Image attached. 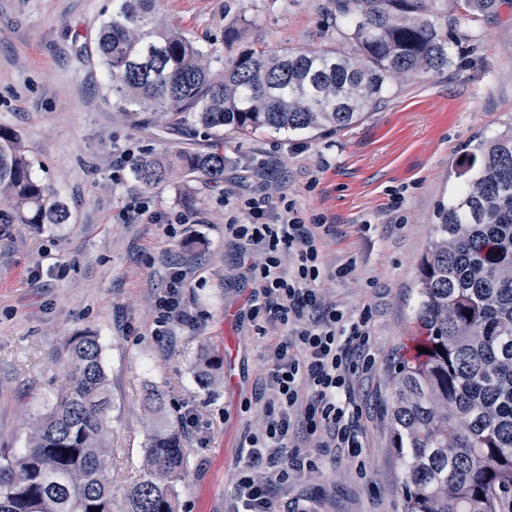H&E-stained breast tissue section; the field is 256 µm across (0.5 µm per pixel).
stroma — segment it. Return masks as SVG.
<instances>
[{
	"instance_id": "1",
	"label": "stroma",
	"mask_w": 512,
	"mask_h": 512,
	"mask_svg": "<svg viewBox=\"0 0 512 512\" xmlns=\"http://www.w3.org/2000/svg\"><path fill=\"white\" fill-rule=\"evenodd\" d=\"M112 0H0V126L17 133L34 176L67 203L66 224H0V446L23 447L28 419L55 401L73 366L70 343L98 336L112 383L114 490L137 470L146 435L145 389L166 394L173 420L195 426L189 468L176 487L178 512H234L248 465L246 433L265 420L268 347L278 332L247 320L252 261L224 235V204L279 186L307 218L324 217L327 304L370 308L371 369L353 378L363 453L318 456L319 468L291 478L278 495L311 512H401L402 462L391 446L393 361L420 334L412 319L419 265L454 170L512 125V6L467 20L437 15L457 42L452 66L394 77L383 102L352 126L313 134H225L224 180L144 186L140 159L212 149L203 137L164 133L157 112L122 111L94 53ZM176 23L222 61L249 47L281 53L354 45L336 0H161ZM140 213L125 215L131 200ZM163 214L182 224L160 223ZM189 271L196 327L158 332L155 303L171 267ZM220 382L201 386L204 358Z\"/></svg>"
}]
</instances>
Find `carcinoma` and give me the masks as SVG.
<instances>
[{
	"label": "carcinoma",
	"mask_w": 512,
	"mask_h": 512,
	"mask_svg": "<svg viewBox=\"0 0 512 512\" xmlns=\"http://www.w3.org/2000/svg\"><path fill=\"white\" fill-rule=\"evenodd\" d=\"M357 47L215 60L175 26L156 0H113L96 54L127 112L161 111L167 133L217 142L228 128L339 131L382 100L396 74L440 73L451 38L433 16L448 0H339ZM505 0H462L467 15ZM33 159L0 126V224H67L70 212L33 177ZM201 174L224 181V154L176 152L142 160L147 187ZM462 185L437 209L412 309L419 346L395 365L393 447L402 460L403 512H498L512 492V128L466 158ZM442 350H437V347ZM73 369L55 403L29 422L25 445L0 450V512H178L186 472L182 430L158 389L143 398L147 443L138 476L112 491V383L94 335L77 336Z\"/></svg>",
	"instance_id": "1"
}]
</instances>
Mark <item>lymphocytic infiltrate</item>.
Masks as SVG:
<instances>
[{"label":"lymphocytic infiltrate","mask_w":512,"mask_h":512,"mask_svg":"<svg viewBox=\"0 0 512 512\" xmlns=\"http://www.w3.org/2000/svg\"><path fill=\"white\" fill-rule=\"evenodd\" d=\"M330 232L324 218L305 222L294 203L275 206L265 196L241 200L224 218L225 236L259 254L248 268L249 321L258 331L273 325L283 334L269 352L265 425L247 437L250 468L241 472L237 487L242 512H277L273 483L316 469V457L294 449L295 430L305 431L321 450L337 448L352 460L362 453L350 398L353 375L373 362L371 311L350 313L325 304L321 247ZM287 258L292 266L286 271ZM185 284L184 271L174 268L156 304L160 331L194 323ZM256 467L268 469L272 482L256 480Z\"/></svg>","instance_id":"1"}]
</instances>
